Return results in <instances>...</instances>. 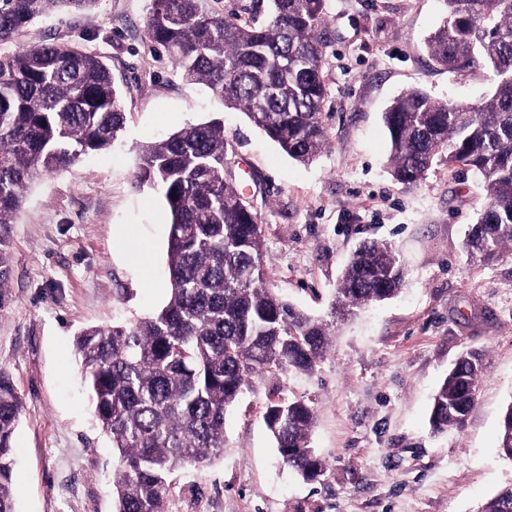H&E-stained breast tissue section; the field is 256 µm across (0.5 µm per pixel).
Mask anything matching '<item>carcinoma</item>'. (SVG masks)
Returning <instances> with one entry per match:
<instances>
[{
	"instance_id": "cac0c4a2",
	"label": "carcinoma",
	"mask_w": 512,
	"mask_h": 512,
	"mask_svg": "<svg viewBox=\"0 0 512 512\" xmlns=\"http://www.w3.org/2000/svg\"><path fill=\"white\" fill-rule=\"evenodd\" d=\"M266 24L204 12L198 0H152L149 39L183 76L243 112L292 159L306 163L326 144L320 33L323 0H271ZM98 0H0V42L58 8L90 14ZM430 35L431 59L450 71L492 70L494 91L476 106L420 90L384 112L389 164L417 185L435 157L477 173L488 205L465 247L483 260L512 247V0H446ZM126 114L110 69L65 42L0 58V303L10 270L8 227L28 185L84 155L112 150ZM224 121L188 126L148 145L138 181L160 189L169 214L170 296L152 314L75 337L97 425L117 458L115 512H166L170 475L224 450L226 414L259 375L311 376L336 319L398 295L406 270L388 242L362 245L346 266L330 319L312 316L266 285L261 226L224 168ZM482 353L464 352L433 397L430 427H460L474 409ZM23 402L0 375V512H15L13 449ZM285 465L306 481L326 473L311 446L314 408L268 399L263 415ZM498 453L512 461V402L499 426ZM477 512H512V485Z\"/></svg>"
}]
</instances>
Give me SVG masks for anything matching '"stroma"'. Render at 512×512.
Returning <instances> with one entry per match:
<instances>
[{
  "mask_svg": "<svg viewBox=\"0 0 512 512\" xmlns=\"http://www.w3.org/2000/svg\"><path fill=\"white\" fill-rule=\"evenodd\" d=\"M150 9L151 0H99L94 15L57 11L0 45L1 57L52 38L101 57L126 112L112 151L35 181L9 227L0 373L23 401L17 512H114L116 462L92 416L75 337L167 301L168 215L162 194L137 184L139 156L217 116L258 215L270 287L326 315L365 241L397 247L407 286L339 323L314 376L256 377L226 415L223 456L172 475L168 512H476L512 483V462L497 453L512 401V254L480 262L464 249L487 204L474 173L439 160L416 186L393 179L382 114L412 89L478 103L495 86L492 71L451 73L430 60L425 42L447 16L445 0H325L327 144L304 164L183 77L148 37ZM140 245L155 252L145 276ZM470 348L483 354L477 403L462 428L432 433V398ZM279 387L315 410L321 480L297 477L274 447L263 412Z\"/></svg>",
  "mask_w": 512,
  "mask_h": 512,
  "instance_id": "35a3bbf8",
  "label": "stroma"
}]
</instances>
